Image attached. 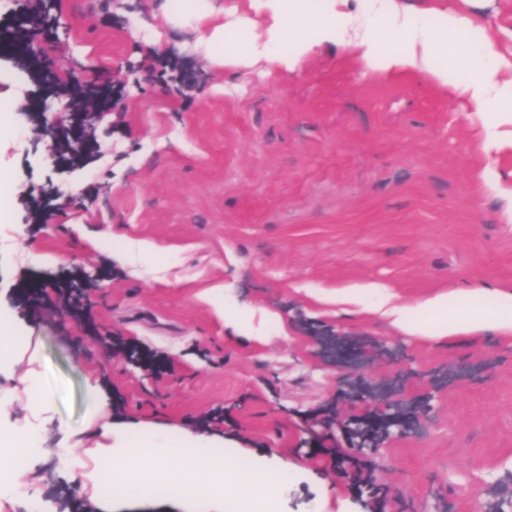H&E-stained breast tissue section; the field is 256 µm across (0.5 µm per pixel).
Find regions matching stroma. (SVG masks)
Returning a JSON list of instances; mask_svg holds the SVG:
<instances>
[{
	"mask_svg": "<svg viewBox=\"0 0 512 512\" xmlns=\"http://www.w3.org/2000/svg\"><path fill=\"white\" fill-rule=\"evenodd\" d=\"M490 23L512 60V0H399ZM65 23L44 42L52 66L93 83L120 79L81 170L33 146L34 86L0 73L10 129L0 170V309L31 337L48 399L42 451L24 475L37 500L91 505L84 490L104 423L197 431L242 463L288 469L278 512H512V339L429 341L339 305L342 287L377 283L407 306L489 286L512 292V224L482 174L512 182V150L484 153L483 121L462 96L418 74L373 75L340 50L314 49L292 71L218 69L197 34L166 23L163 0H55ZM159 33L145 44L139 30ZM156 251L134 255L137 242ZM128 252L117 260L115 251ZM223 286V298L206 290ZM86 288L90 327L64 315V288ZM251 314L259 340L232 333L221 302ZM349 351L324 358L314 331ZM161 368L108 359L100 336ZM366 382L377 411L404 398L407 433L359 460L328 414L358 418L340 396ZM69 455L74 468L59 470Z\"/></svg>",
	"mask_w": 512,
	"mask_h": 512,
	"instance_id": "1",
	"label": "stroma"
}]
</instances>
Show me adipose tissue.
Instances as JSON below:
<instances>
[{
	"label": "adipose tissue",
	"instance_id": "obj_1",
	"mask_svg": "<svg viewBox=\"0 0 512 512\" xmlns=\"http://www.w3.org/2000/svg\"><path fill=\"white\" fill-rule=\"evenodd\" d=\"M354 26L344 24L349 0H250L249 12L225 20L216 0H168L167 23L189 27L216 67L265 63L268 71L294 70L314 47L331 45L370 72L426 74L437 85L465 97L484 120V152L512 148V61L502 60L495 37L482 32L461 46L463 27L475 22L460 13L430 16L396 0H360ZM483 290L440 293L409 307L375 283L346 289L344 300L361 312L387 319L414 336L446 338L494 331L512 335V293H496L492 306ZM41 451V431L27 424L0 434V471L19 479Z\"/></svg>",
	"mask_w": 512,
	"mask_h": 512
}]
</instances>
